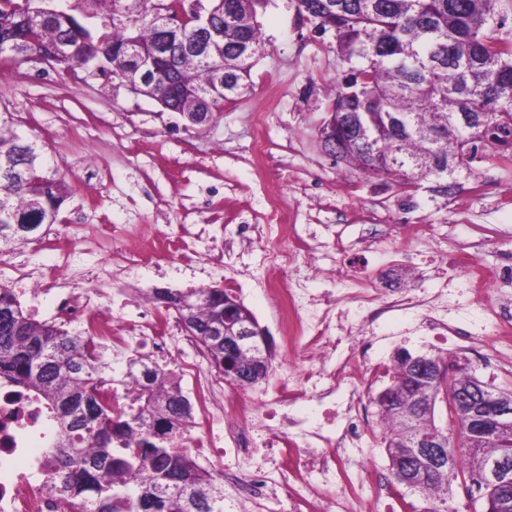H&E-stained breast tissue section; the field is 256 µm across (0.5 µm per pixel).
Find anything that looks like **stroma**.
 I'll use <instances>...</instances> for the list:
<instances>
[{
  "label": "stroma",
  "instance_id": "obj_1",
  "mask_svg": "<svg viewBox=\"0 0 512 512\" xmlns=\"http://www.w3.org/2000/svg\"><path fill=\"white\" fill-rule=\"evenodd\" d=\"M257 20L266 54L251 71L249 90L207 125H190L90 69L70 80L56 68L35 76L32 63L0 67V111L13 113L19 132L68 182L62 225H85L80 252L71 258L30 240L0 251V283L14 285L20 261L31 273L59 268L74 287L93 288L98 276L125 265L127 225H145L154 239L177 224H220L233 259L200 277L168 258L139 267L134 287L186 292L235 285L264 334L275 337L278 325L263 290L267 242L252 230L270 203L282 209L284 223L313 231L321 243L313 258L286 270L287 279L314 293L340 288L318 275L317 266L328 264L370 292L407 288L422 297L450 282L461 301L467 273L453 250L474 247L487 266L512 256V169L476 166L449 197L424 187L409 195L394 180L350 171L325 152L319 136L342 71L332 33L303 20L297 0H262ZM95 224L111 225V236L98 239ZM414 224L430 226L439 253L412 236ZM354 239L363 244L359 254L338 251Z\"/></svg>",
  "mask_w": 512,
  "mask_h": 512
}]
</instances>
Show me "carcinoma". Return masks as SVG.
<instances>
[{
  "mask_svg": "<svg viewBox=\"0 0 512 512\" xmlns=\"http://www.w3.org/2000/svg\"><path fill=\"white\" fill-rule=\"evenodd\" d=\"M203 1L222 33L207 59L183 50L193 24L165 28L154 19L160 0H84L81 19L71 14L70 0H51L52 8L37 14L33 0H0V58L65 71L93 66L188 121L201 112L212 119L224 107V90L245 93L266 48L260 0H197ZM323 4L299 0V11L333 32V49L346 66L329 111L351 117L362 137L342 161L394 176L402 187L427 169L446 182L450 163L455 185L474 164H496L493 153L477 157L473 131L481 123L483 137L512 140V31L501 36L512 0H336L333 10ZM93 18L101 22L89 23ZM242 41L251 43V56L239 52ZM151 58L156 68L138 65ZM68 194L66 181L48 174L42 152L18 132L13 114L0 112V245L58 223ZM19 216L35 223L17 224ZM186 296L193 308L176 312L177 319L195 327L211 367L224 375V337L209 330L224 326V299L234 296L215 287ZM394 363L393 400L378 403L381 421L394 426L383 441L391 479L406 476L400 458L412 433L446 435L451 471L437 473L423 495L424 512H448L449 480L465 484L471 498L481 489V461L469 449L512 454V441L450 433L448 370L417 381L407 362ZM108 368L83 336L35 319L0 283V387L25 392L46 410L53 436L43 469L62 512H224L220 474L183 447L195 418L176 375L130 360L126 376L140 386L139 406L114 412L101 396Z\"/></svg>",
  "mask_w": 512,
  "mask_h": 512,
  "instance_id": "1",
  "label": "carcinoma"
}]
</instances>
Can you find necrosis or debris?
Segmentation results:
<instances>
[{"instance_id":"4bbe7bcc","label":"necrosis or debris","mask_w":512,"mask_h":512,"mask_svg":"<svg viewBox=\"0 0 512 512\" xmlns=\"http://www.w3.org/2000/svg\"><path fill=\"white\" fill-rule=\"evenodd\" d=\"M198 240L179 224L154 243L152 251L183 261L197 253ZM268 279L275 288L271 301L284 334L281 347L300 368L280 377L275 395L255 403L224 394L221 377L213 373L201 345L179 335L147 293L115 289L112 300L119 316L105 314L100 289L68 288L63 273L32 277L18 271L16 283L31 296L59 293L56 316L78 323L86 339L112 349L113 362L126 354L150 349L169 356L192 380L199 422L185 446L203 460L220 459L224 466L225 512H263L266 500L285 494L288 512H397L398 496L380 477H356L354 466L367 453L364 412L374 387L390 373L375 334L379 322L397 312L414 314L415 331L429 343L445 346L451 360L480 356L489 371L500 361L491 348H479L482 334L471 311L441 305L431 298L387 295L360 321L336 311V297L314 294L300 285L278 284L284 263L309 253L299 233L288 242L273 237ZM129 261L142 263L149 252L137 238L126 245ZM468 268L466 287L473 303L491 302L495 287L512 288V263L483 267L474 254L459 251ZM223 433H215V423ZM271 437L273 458L256 457L247 445L253 433ZM49 423L36 402L0 389V512H55V498L41 469Z\"/></svg>"}]
</instances>
